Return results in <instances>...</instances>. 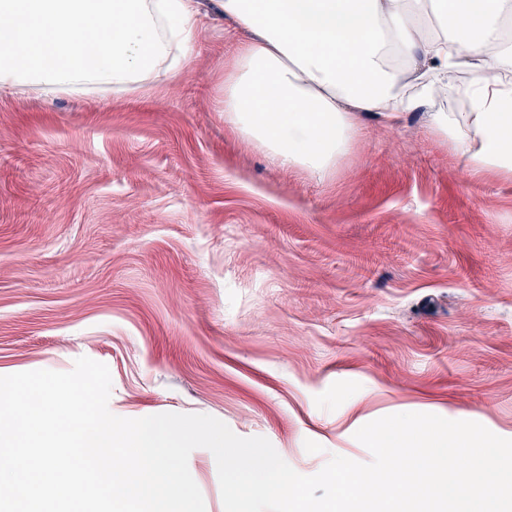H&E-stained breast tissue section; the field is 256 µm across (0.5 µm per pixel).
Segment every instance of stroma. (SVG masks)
<instances>
[{
  "label": "stroma",
  "instance_id": "1",
  "mask_svg": "<svg viewBox=\"0 0 512 512\" xmlns=\"http://www.w3.org/2000/svg\"><path fill=\"white\" fill-rule=\"evenodd\" d=\"M188 69L0 90V376L107 365L110 411L213 416L299 474L399 413L512 439V172L425 112L358 116L321 175L224 121L246 36L200 0ZM188 466L224 512L213 454Z\"/></svg>",
  "mask_w": 512,
  "mask_h": 512
}]
</instances>
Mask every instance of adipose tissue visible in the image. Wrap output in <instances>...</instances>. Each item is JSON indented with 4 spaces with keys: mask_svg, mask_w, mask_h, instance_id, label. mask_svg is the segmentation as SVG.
I'll list each match as a JSON object with an SVG mask.
<instances>
[{
    "mask_svg": "<svg viewBox=\"0 0 512 512\" xmlns=\"http://www.w3.org/2000/svg\"><path fill=\"white\" fill-rule=\"evenodd\" d=\"M251 32L224 82V119L284 167L324 173L359 112L427 109L475 169L512 170V0H217ZM0 88L124 91L193 56L195 0H0ZM466 112L429 111L435 88Z\"/></svg>",
    "mask_w": 512,
    "mask_h": 512,
    "instance_id": "obj_1",
    "label": "adipose tissue"
}]
</instances>
